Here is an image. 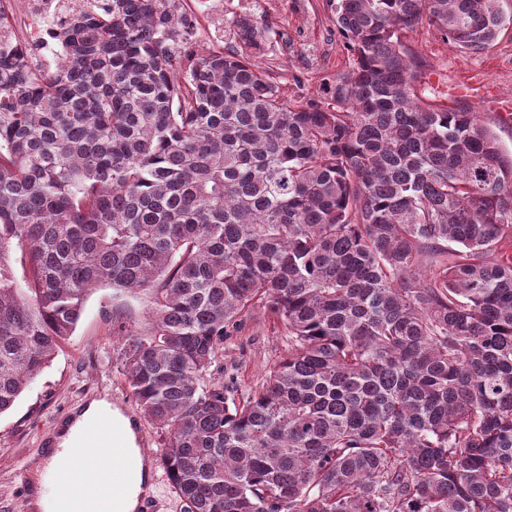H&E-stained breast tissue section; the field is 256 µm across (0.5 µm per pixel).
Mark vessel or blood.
I'll return each mask as SVG.
<instances>
[{
    "label": "vessel or blood",
    "mask_w": 512,
    "mask_h": 512,
    "mask_svg": "<svg viewBox=\"0 0 512 512\" xmlns=\"http://www.w3.org/2000/svg\"><path fill=\"white\" fill-rule=\"evenodd\" d=\"M67 458L69 478L52 486L59 512H119L123 493L133 481L147 485L153 477L149 457L131 454L122 428L107 415L81 430Z\"/></svg>",
    "instance_id": "1"
}]
</instances>
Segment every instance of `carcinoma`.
Instances as JSON below:
<instances>
[{
	"instance_id": "obj_1",
	"label": "carcinoma",
	"mask_w": 512,
	"mask_h": 512,
	"mask_svg": "<svg viewBox=\"0 0 512 512\" xmlns=\"http://www.w3.org/2000/svg\"><path fill=\"white\" fill-rule=\"evenodd\" d=\"M499 0H334L349 69L288 102L243 50H193L180 0L70 19L36 74L0 50V414L97 289L181 512H512V151L425 100L419 25L479 51ZM256 312L288 350L212 377Z\"/></svg>"
}]
</instances>
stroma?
I'll list each match as a JSON object with an SVG mask.
<instances>
[{
  "label": "stroma",
  "instance_id": "1",
  "mask_svg": "<svg viewBox=\"0 0 512 512\" xmlns=\"http://www.w3.org/2000/svg\"><path fill=\"white\" fill-rule=\"evenodd\" d=\"M505 22L497 40L473 52L446 42L432 27L421 26L409 41L430 63L427 94L440 101L463 102L512 151V0H501ZM186 10L202 32L197 50L235 49L226 32L234 15L250 12L270 26L273 37L264 61L278 66L289 100L320 95L323 76L348 69L349 57L336 31L329 0H186ZM148 294L115 295L104 287L87 299L73 335L51 364L35 377L14 407L0 414V512H23L25 488L19 467L35 460L41 438L62 412L97 398L135 415L139 409L128 389L113 319L145 327ZM281 325L264 314L247 319L224 342L220 378L245 392L259 385L285 354Z\"/></svg>",
  "mask_w": 512,
  "mask_h": 512
}]
</instances>
